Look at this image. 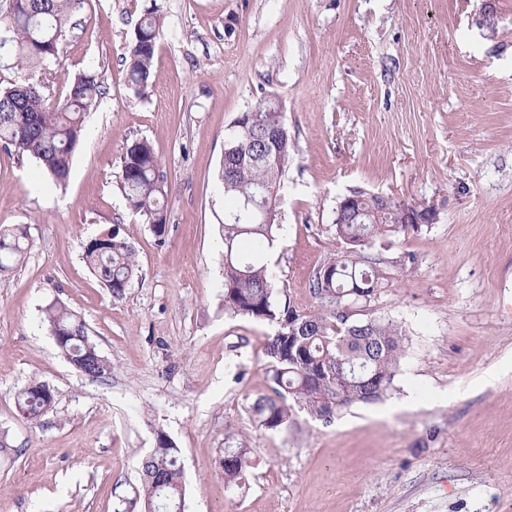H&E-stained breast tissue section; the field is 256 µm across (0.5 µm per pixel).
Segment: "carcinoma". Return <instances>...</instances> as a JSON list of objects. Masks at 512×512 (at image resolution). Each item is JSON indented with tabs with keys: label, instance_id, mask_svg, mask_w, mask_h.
I'll list each match as a JSON object with an SVG mask.
<instances>
[{
	"label": "carcinoma",
	"instance_id": "obj_1",
	"mask_svg": "<svg viewBox=\"0 0 512 512\" xmlns=\"http://www.w3.org/2000/svg\"><path fill=\"white\" fill-rule=\"evenodd\" d=\"M85 0H9L0 14V55L13 67L59 60L65 28ZM163 20L155 11L139 20L129 47L127 82L145 96L152 87L153 63ZM104 77L84 72L68 82L63 102L47 103L32 83L0 87V141L21 156H30L54 187L66 185L73 154L85 132L87 112L103 94ZM295 154L285 113L268 99L241 113L224 141V311L274 323L265 354L272 368L275 396H259L249 405L253 420L267 430L286 429L299 407L329 423L342 408L372 403L393 389L404 356L402 329L376 318L354 321L343 308L355 299V287L376 292L382 271L367 253L372 246L405 232L395 208L378 222L355 210L339 215L336 240L344 247L325 262L310 283L319 300L313 312H297L275 299V282L267 255L278 242L279 193ZM167 176L151 143L135 139L120 160V190L128 207L152 226L159 238L166 233L164 199ZM24 227L0 229V271L24 260L28 244ZM91 271L114 298L122 297L139 273L131 243L119 233L91 239L85 246ZM45 321L65 359L91 378H104L111 363L90 341L83 321L61 305L46 309ZM52 390L34 382L18 392L17 409L38 422L54 407ZM225 487L238 484L249 467L246 449L228 445L221 459ZM145 512H184V470L180 449L161 428L154 447L140 462Z\"/></svg>",
	"mask_w": 512,
	"mask_h": 512
}]
</instances>
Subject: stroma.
Returning a JSON list of instances; mask_svg holds the SVG:
<instances>
[{"label": "stroma", "mask_w": 512, "mask_h": 512, "mask_svg": "<svg viewBox=\"0 0 512 512\" xmlns=\"http://www.w3.org/2000/svg\"><path fill=\"white\" fill-rule=\"evenodd\" d=\"M164 26L139 97L125 58L146 8ZM96 70L65 187L0 144V224L26 260L0 272V512H143L141 459L164 429L180 450L185 512H512V0H88L59 62L0 67V82L62 99ZM275 95L297 146L268 257L278 301L317 310L315 270L340 248L334 209L362 188L433 205L434 224L373 247L385 286L360 319L397 322L391 394L333 422L249 417L272 392V324L224 312L228 129ZM149 140L168 192L157 237L119 188L120 158ZM119 230L140 273L123 298L90 272L87 242ZM80 316L112 364L90 378L61 354L49 304ZM55 406H15L30 381ZM234 435L250 465L227 489ZM52 390L41 382H34L18 392L15 399L17 409L30 421L38 422L54 407Z\"/></svg>", "instance_id": "35a3bbf8"}]
</instances>
